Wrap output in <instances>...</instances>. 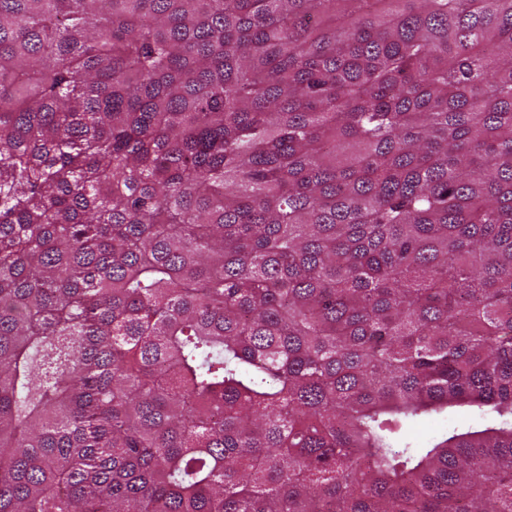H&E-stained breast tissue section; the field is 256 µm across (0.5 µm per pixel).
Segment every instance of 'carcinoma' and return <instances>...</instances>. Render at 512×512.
Segmentation results:
<instances>
[{
    "label": "carcinoma",
    "instance_id": "obj_1",
    "mask_svg": "<svg viewBox=\"0 0 512 512\" xmlns=\"http://www.w3.org/2000/svg\"><path fill=\"white\" fill-rule=\"evenodd\" d=\"M0 512H512V0H0ZM457 417H436L429 416L419 422H416L406 431L404 440L405 442L412 443L413 445H420L422 442L430 440L433 436L445 430L450 422L458 421V423L467 428L474 426L477 423V417L470 411H459L456 413Z\"/></svg>",
    "mask_w": 512,
    "mask_h": 512
}]
</instances>
